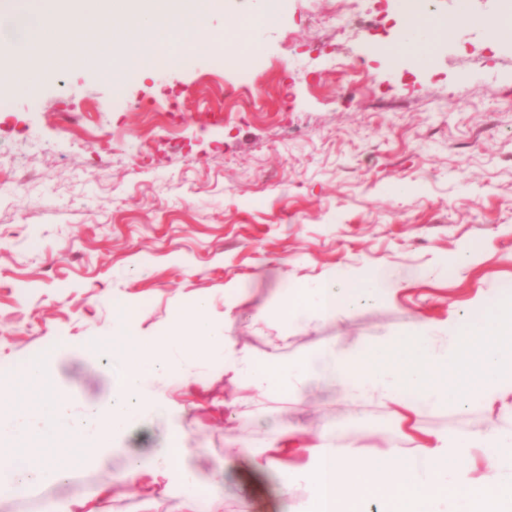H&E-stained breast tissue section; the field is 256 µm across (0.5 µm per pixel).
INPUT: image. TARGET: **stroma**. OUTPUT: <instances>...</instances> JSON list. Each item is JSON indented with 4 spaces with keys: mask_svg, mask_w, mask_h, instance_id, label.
<instances>
[{
    "mask_svg": "<svg viewBox=\"0 0 512 512\" xmlns=\"http://www.w3.org/2000/svg\"><path fill=\"white\" fill-rule=\"evenodd\" d=\"M455 24L432 64L372 55L360 81L346 65L368 47L396 44L399 0H362L345 27L325 23L331 0H220L202 39L261 53L256 69L213 71L199 55L140 73L124 108L95 63L99 33L74 38L78 61L27 95V68L0 66V378L55 350L59 394L104 405L117 361L88 344L123 327L156 343L196 297L226 319L234 361H288L333 344L411 336L456 314L471 321L512 282V42L476 23L512 15V0H425ZM274 6L275 24L257 18ZM222 107L223 125L202 115ZM405 185L406 193L393 191ZM391 268L400 288L340 316L295 324L276 292L325 278L351 283ZM417 280H408L410 271ZM130 305L129 320L117 308ZM264 316H257V309ZM152 378L186 431L202 484L198 512H307L294 481L303 451L261 473L280 433L295 445L328 433L349 457L376 458L451 437L512 428V409L483 403L411 410L372 395L351 401L330 386L262 395L245 373L205 360ZM165 417L125 437V455L162 447ZM125 456L90 462L25 494L0 488V512H70L76 496L98 512H172L173 498L119 479Z\"/></svg>",
    "mask_w": 512,
    "mask_h": 512,
    "instance_id": "35a3bbf8",
    "label": "stroma"
}]
</instances>
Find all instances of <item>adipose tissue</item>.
<instances>
[{
    "label": "adipose tissue",
    "mask_w": 512,
    "mask_h": 512,
    "mask_svg": "<svg viewBox=\"0 0 512 512\" xmlns=\"http://www.w3.org/2000/svg\"><path fill=\"white\" fill-rule=\"evenodd\" d=\"M401 9L406 49L420 65L430 66L431 52L423 37L429 34L439 41L450 39L452 22L435 19L418 6L417 0H402ZM398 285L391 270L377 268L361 274L342 293L329 279L314 286L289 289L280 296L278 309L291 322L337 315L351 311L360 299H378ZM224 341L223 322L213 316L207 299L196 298L183 308L178 321L159 343L129 362L106 406H89L77 413L57 398L53 373L56 357L51 353L26 365L14 379L1 380L0 400L8 398L12 404L0 412V459L14 463V489L25 491L62 479L63 473L54 459L55 449L61 447L79 448L98 459H108L114 441L135 422L162 411V404L147 388L149 380L156 374L176 370L177 358L183 354L208 361L223 360ZM184 440L179 422L171 421L166 447L157 449L150 462L136 458L126 461L122 479L138 486L147 473L156 478L176 476L178 490L173 494V512H195L200 484L186 464L189 450Z\"/></svg>",
    "instance_id": "ef3b65f1"
}]
</instances>
